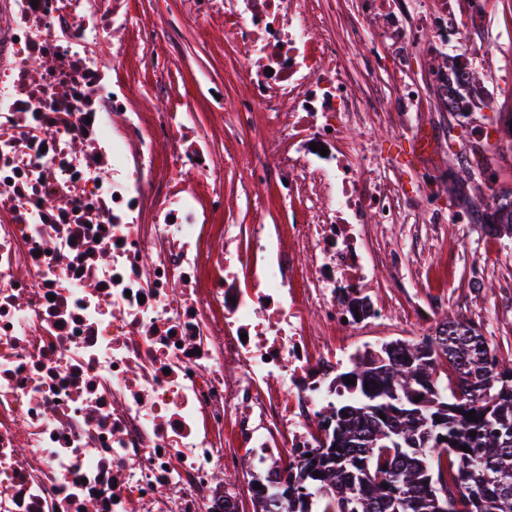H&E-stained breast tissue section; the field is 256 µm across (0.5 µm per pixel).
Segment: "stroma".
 Masks as SVG:
<instances>
[{"mask_svg":"<svg viewBox=\"0 0 512 512\" xmlns=\"http://www.w3.org/2000/svg\"><path fill=\"white\" fill-rule=\"evenodd\" d=\"M489 3L482 28L471 34L470 40L477 50L488 44L495 46L501 65L512 69V0H489ZM346 59L351 81L360 97L377 95L386 101L391 99L395 89L391 75L382 73L374 80H365L367 55L359 47H347ZM239 61V55L226 45L223 30H212L203 42L196 37L193 28H186L178 48L176 70L170 78V89L195 92L210 81H223L224 119L217 122L205 115L200 127L212 137L216 160L224 169V221L245 227L261 219L284 224L288 221V210L274 187L249 184L244 169L227 160L230 144H246L258 136L269 140L277 134L275 124L265 120L253 131L240 128L236 123L232 105L243 91L238 79ZM353 134L371 141L378 155L384 158V165L377 170L379 177L399 184L408 194L421 191L423 169L413 154L412 142L399 134L385 116H370L368 123L354 129ZM427 234V224L413 212L406 211L388 236H374L375 250L392 244L410 254L411 267L405 279L399 280L390 272H383L385 292L404 306L424 293H434L441 300L442 312L473 318L480 324L490 347L502 356L512 357V292L500 289L498 283L499 276L512 274V234L491 240L480 225H471L465 232L452 218L448 222L445 243L446 248L459 251L452 267L441 263L437 251L428 248ZM479 257L490 260L492 276L476 288L471 284L470 272Z\"/></svg>","mask_w":512,"mask_h":512,"instance_id":"obj_1","label":"stroma"}]
</instances>
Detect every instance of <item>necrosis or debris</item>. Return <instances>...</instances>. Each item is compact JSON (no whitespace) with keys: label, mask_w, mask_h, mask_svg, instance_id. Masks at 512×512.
Returning a JSON list of instances; mask_svg holds the SVG:
<instances>
[{"label":"necrosis or debris","mask_w":512,"mask_h":512,"mask_svg":"<svg viewBox=\"0 0 512 512\" xmlns=\"http://www.w3.org/2000/svg\"><path fill=\"white\" fill-rule=\"evenodd\" d=\"M324 0H181L139 17L133 0H0V512H231L264 499L322 445L348 364L396 329L436 335L430 302L393 306L372 224L405 193L378 177L348 123L385 113L419 145L422 214L437 240L448 211L433 166L448 143V82L495 110L512 71L463 32L488 0H359L344 39ZM214 28L242 53V125L274 140L242 151L250 184H274L301 219L224 221V171L197 107L224 112L221 83L147 110L132 64L170 76L183 27ZM365 45L377 71L431 57L434 87L400 82L395 108L360 98L344 64ZM236 483L227 485L223 474Z\"/></svg>","instance_id":"1"}]
</instances>
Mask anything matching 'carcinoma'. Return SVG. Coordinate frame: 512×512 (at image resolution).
Returning <instances> with one entry per match:
<instances>
[{
    "label": "carcinoma",
    "instance_id": "1",
    "mask_svg": "<svg viewBox=\"0 0 512 512\" xmlns=\"http://www.w3.org/2000/svg\"><path fill=\"white\" fill-rule=\"evenodd\" d=\"M471 213L491 234L512 233L508 196ZM488 348L478 323L450 316L424 345L355 363L347 376L369 388L336 404L322 448L259 506L309 512L312 496L316 512H512V360L490 362Z\"/></svg>",
    "mask_w": 512,
    "mask_h": 512
}]
</instances>
